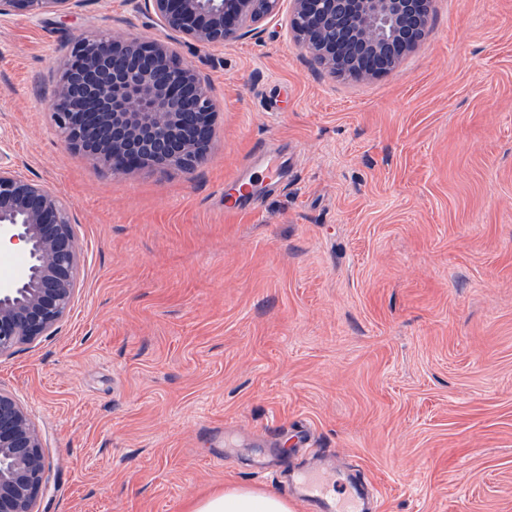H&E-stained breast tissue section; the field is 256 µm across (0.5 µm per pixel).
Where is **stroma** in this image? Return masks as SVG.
<instances>
[{
	"label": "stroma",
	"mask_w": 512,
	"mask_h": 512,
	"mask_svg": "<svg viewBox=\"0 0 512 512\" xmlns=\"http://www.w3.org/2000/svg\"><path fill=\"white\" fill-rule=\"evenodd\" d=\"M172 43L207 77L192 173L111 171L52 112L78 34ZM257 207L224 183L259 141ZM0 155L73 206L57 330L0 358L47 466L38 512H186L270 448L367 481L374 512H512V0H436L389 73L325 75L288 14L206 48L127 0L0 17ZM307 432L306 448L294 436Z\"/></svg>",
	"instance_id": "35a3bbf8"
}]
</instances>
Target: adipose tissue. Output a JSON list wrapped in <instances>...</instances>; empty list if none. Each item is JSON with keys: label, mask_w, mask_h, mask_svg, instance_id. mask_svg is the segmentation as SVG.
<instances>
[{"label": "adipose tissue", "mask_w": 512, "mask_h": 512, "mask_svg": "<svg viewBox=\"0 0 512 512\" xmlns=\"http://www.w3.org/2000/svg\"><path fill=\"white\" fill-rule=\"evenodd\" d=\"M189 512H293V508L285 497L236 485L194 501Z\"/></svg>", "instance_id": "1"}]
</instances>
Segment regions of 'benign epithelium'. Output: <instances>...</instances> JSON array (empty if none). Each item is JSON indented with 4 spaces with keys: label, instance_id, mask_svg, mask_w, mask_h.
Here are the masks:
<instances>
[{
    "label": "benign epithelium",
    "instance_id": "benign-epithelium-1",
    "mask_svg": "<svg viewBox=\"0 0 512 512\" xmlns=\"http://www.w3.org/2000/svg\"><path fill=\"white\" fill-rule=\"evenodd\" d=\"M83 0H0V16L72 13ZM160 26L204 47L253 34L281 0H141ZM288 31L330 77L385 74L426 36L433 0H289ZM209 81L169 43L135 34L78 35L58 80L53 117L68 148L114 172H190L214 138ZM72 205L0 161V239L26 265L0 285V357L55 332L78 292L83 256ZM46 457L40 432L0 390V512H35Z\"/></svg>",
    "mask_w": 512,
    "mask_h": 512
}]
</instances>
